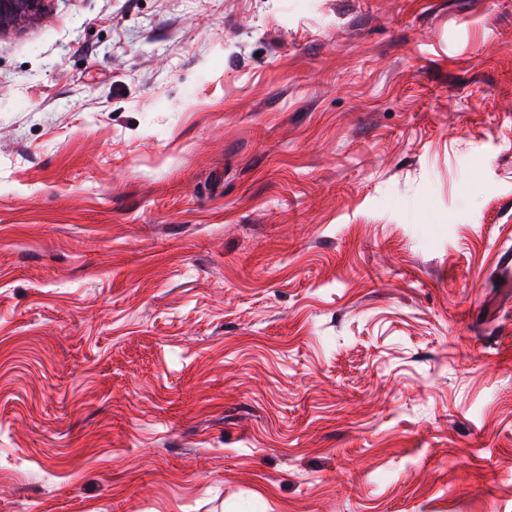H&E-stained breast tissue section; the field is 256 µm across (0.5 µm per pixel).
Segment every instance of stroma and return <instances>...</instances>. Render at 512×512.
Segmentation results:
<instances>
[{
    "mask_svg": "<svg viewBox=\"0 0 512 512\" xmlns=\"http://www.w3.org/2000/svg\"><path fill=\"white\" fill-rule=\"evenodd\" d=\"M512 0H50L0 33V512H512Z\"/></svg>",
    "mask_w": 512,
    "mask_h": 512,
    "instance_id": "stroma-1",
    "label": "stroma"
}]
</instances>
